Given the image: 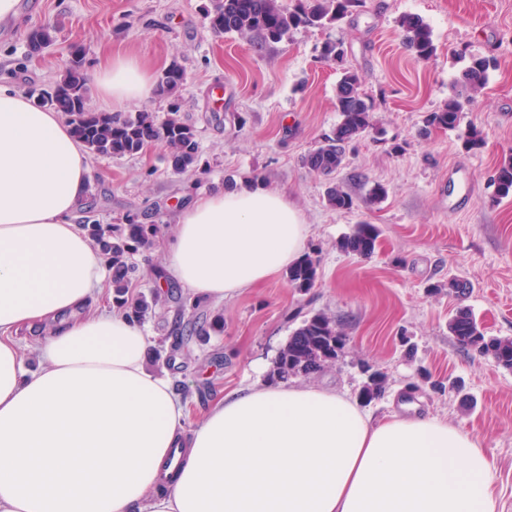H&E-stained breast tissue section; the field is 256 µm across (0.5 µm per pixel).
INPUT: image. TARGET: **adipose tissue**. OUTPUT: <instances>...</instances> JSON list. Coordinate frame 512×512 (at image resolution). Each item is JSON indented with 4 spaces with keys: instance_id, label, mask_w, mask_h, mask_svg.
Returning a JSON list of instances; mask_svg holds the SVG:
<instances>
[{
    "instance_id": "1",
    "label": "adipose tissue",
    "mask_w": 512,
    "mask_h": 512,
    "mask_svg": "<svg viewBox=\"0 0 512 512\" xmlns=\"http://www.w3.org/2000/svg\"><path fill=\"white\" fill-rule=\"evenodd\" d=\"M89 85L119 107L155 92L127 54ZM91 179L60 112L0 87V512H497L493 459L434 418L254 386L187 428L145 329L100 304L107 268L72 221ZM305 231L287 191H216L178 213L167 269L220 303L294 264Z\"/></svg>"
}]
</instances>
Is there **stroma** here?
<instances>
[{
	"label": "stroma",
	"instance_id": "obj_1",
	"mask_svg": "<svg viewBox=\"0 0 512 512\" xmlns=\"http://www.w3.org/2000/svg\"><path fill=\"white\" fill-rule=\"evenodd\" d=\"M210 0H19V16L0 28V83L22 92L60 80L74 49L87 70L109 56L130 54L162 75L178 63L182 120L194 126L198 167L174 173L167 149L155 144L133 157L90 158L96 217L118 223L138 212L156 223L151 247L134 259L133 295L160 304L143 325L158 345L179 346L172 364L148 360L185 384L187 428L220 397L270 383L280 350L302 320L317 312L341 319L347 336L338 360L310 377L358 402L374 419L392 413L435 417L478 440L496 462L501 512H512V370L492 356L459 348L448 333L458 307L470 309L485 335L512 337V196L498 197L497 166L512 158V0H364L351 17L310 28L267 46L235 34L215 35ZM419 15L432 29L435 53L416 58L398 25ZM54 40L38 57L29 37L40 25ZM344 49L342 62L322 60L325 42ZM491 67L457 128H428L427 113L447 102L466 58ZM358 73L375 103L373 125L352 142L333 182L354 199L329 207L330 181L302 165L339 120L336 84L344 69ZM481 130L478 150L462 144ZM466 166L472 198L454 210L450 166ZM287 189L308 226L304 254L317 260L310 291L287 275L244 290L224 303L191 308L184 287L165 268L163 245L178 209L191 197L227 184ZM382 185L386 194L370 202ZM379 230L371 255L342 252L356 225ZM451 280L468 283L460 298ZM224 321L214 331V316ZM386 376V391L360 400L368 371Z\"/></svg>",
	"mask_w": 512,
	"mask_h": 512
}]
</instances>
